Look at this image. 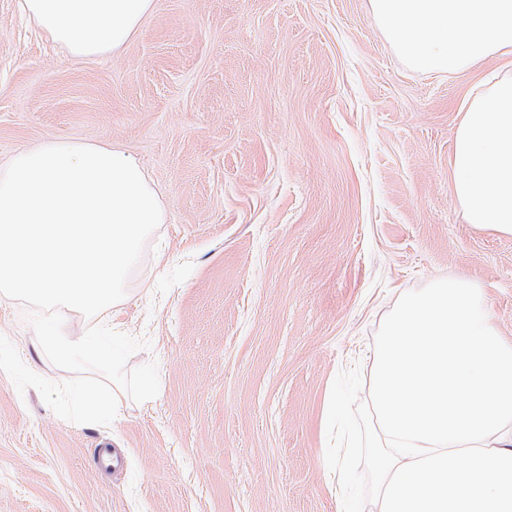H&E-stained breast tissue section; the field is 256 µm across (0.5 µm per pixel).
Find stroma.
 Segmentation results:
<instances>
[{"mask_svg":"<svg viewBox=\"0 0 512 512\" xmlns=\"http://www.w3.org/2000/svg\"><path fill=\"white\" fill-rule=\"evenodd\" d=\"M512 54L411 67L369 0H155L119 53L82 61L0 0V162L53 140L135 156L165 222L107 314L160 390L111 425L58 417L0 372V512H342L325 460L332 383L369 372L401 295L481 289L512 343V236L466 224L457 126ZM26 307L0 335L55 382ZM121 450L117 471L97 451Z\"/></svg>","mask_w":512,"mask_h":512,"instance_id":"stroma-1","label":"stroma"}]
</instances>
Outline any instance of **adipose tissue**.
<instances>
[{
	"mask_svg": "<svg viewBox=\"0 0 512 512\" xmlns=\"http://www.w3.org/2000/svg\"><path fill=\"white\" fill-rule=\"evenodd\" d=\"M154 0H18L19 11L70 56L120 51ZM386 39L415 68L453 73L512 50V0H369ZM454 191L468 224L512 236V71H500L457 128Z\"/></svg>",
	"mask_w": 512,
	"mask_h": 512,
	"instance_id": "ef3b65f1",
	"label": "adipose tissue"
}]
</instances>
